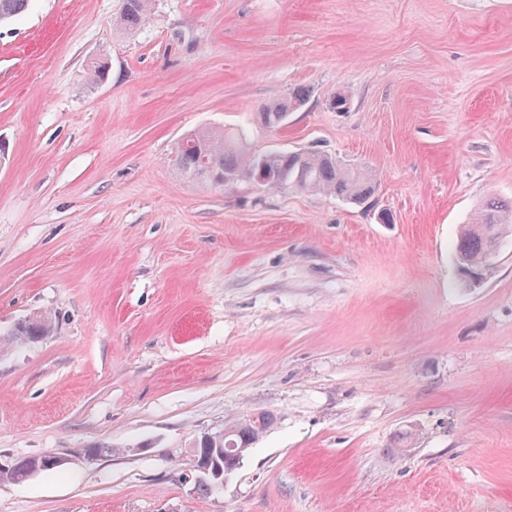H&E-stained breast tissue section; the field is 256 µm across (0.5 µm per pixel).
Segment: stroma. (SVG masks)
Returning <instances> with one entry per match:
<instances>
[{"label": "stroma", "mask_w": 512, "mask_h": 512, "mask_svg": "<svg viewBox=\"0 0 512 512\" xmlns=\"http://www.w3.org/2000/svg\"><path fill=\"white\" fill-rule=\"evenodd\" d=\"M120 6L0 26V327L55 321L0 356V455L67 460L0 483V512H512V235L480 286L455 261L512 203V0H152L132 34ZM203 127L376 193L183 179ZM260 411L198 493L196 437ZM306 98L307 92L303 88H298L288 96L261 107L258 113L261 124L270 129L281 127L285 123V114L303 105ZM277 421V416L272 413L256 412L247 414L242 418L225 424L223 428L213 431L215 433L224 431V448H226V443L228 442L234 443V448H239L237 451L239 454L242 453L243 448H246L243 451L242 457L224 456V458H220L215 454V458L223 468L225 476L218 470L213 471L212 485L214 490L223 488L228 476L232 475L241 466L253 445L260 437L273 429Z\"/></svg>", "instance_id": "stroma-1"}]
</instances>
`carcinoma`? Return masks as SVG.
Masks as SVG:
<instances>
[{"mask_svg": "<svg viewBox=\"0 0 512 512\" xmlns=\"http://www.w3.org/2000/svg\"><path fill=\"white\" fill-rule=\"evenodd\" d=\"M29 0H0V23L7 22L28 8ZM150 0H122L116 24L132 31L146 19ZM307 92L298 88L288 96L267 104L259 110L261 124L277 129L284 124V116L304 104ZM244 134L228 139L222 131L197 130L179 143L175 151V166L188 180L213 187L231 185L241 172L259 163L266 169L265 185L292 188L334 195L352 204H362L375 191V183L368 175L342 166L326 155L307 151H270L255 158L240 152ZM497 224L512 230V206L488 202L470 224H464L459 234L456 261L469 272L483 269L492 242L488 226ZM53 332V324L46 315H31L18 320L5 331L0 330V351L15 344L36 343ZM276 415L269 412L247 414L222 428L224 442L248 454L253 445L277 424ZM41 465V457L14 459L9 470H0V482H24L30 470Z\"/></svg>", "mask_w": 512, "mask_h": 512, "instance_id": "carcinoma-1", "label": "carcinoma"}]
</instances>
